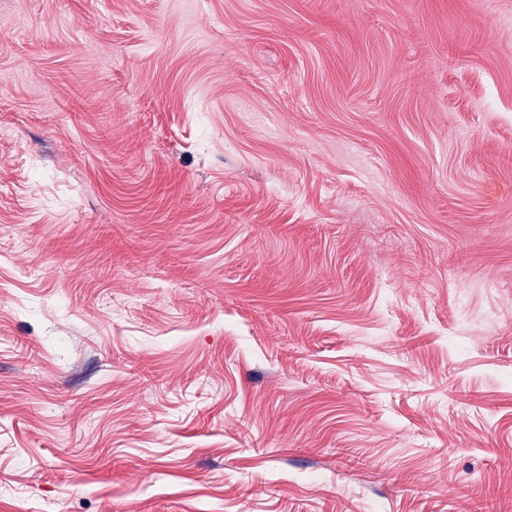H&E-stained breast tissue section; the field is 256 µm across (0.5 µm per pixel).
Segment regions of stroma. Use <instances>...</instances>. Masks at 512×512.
I'll use <instances>...</instances> for the list:
<instances>
[{
	"mask_svg": "<svg viewBox=\"0 0 512 512\" xmlns=\"http://www.w3.org/2000/svg\"><path fill=\"white\" fill-rule=\"evenodd\" d=\"M512 512V0H0V512Z\"/></svg>",
	"mask_w": 512,
	"mask_h": 512,
	"instance_id": "35a3bbf8",
	"label": "stroma"
}]
</instances>
